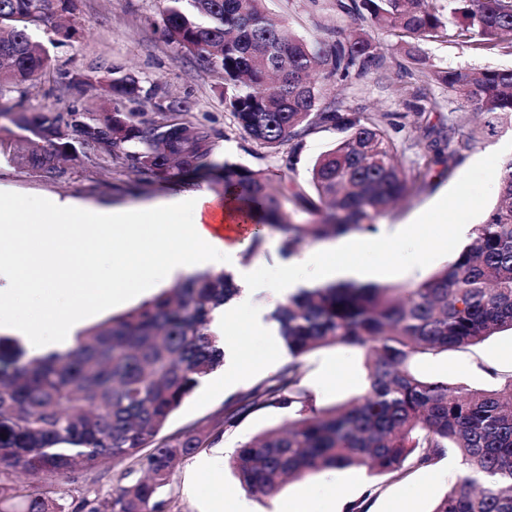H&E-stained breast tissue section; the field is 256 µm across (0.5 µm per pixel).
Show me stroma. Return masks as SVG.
Segmentation results:
<instances>
[{"instance_id":"stroma-1","label":"stroma","mask_w":512,"mask_h":512,"mask_svg":"<svg viewBox=\"0 0 512 512\" xmlns=\"http://www.w3.org/2000/svg\"><path fill=\"white\" fill-rule=\"evenodd\" d=\"M166 5V0H81L73 19L81 30L79 38L65 39L50 26L34 30L32 37L48 48L61 68H70L75 62L86 67L106 63L134 74L142 86L158 84L172 95L188 98L192 116L208 121L222 133L215 149L217 159L263 172L276 182L306 185L314 160L335 143L337 131L317 130L304 140L294 156L285 147L276 154L260 149L237 128L225 108L221 74L208 63L181 58L164 38L162 14ZM270 6L296 34L328 44L337 34L369 29L361 16L340 11L336 0H271ZM373 36L382 46V66L367 70L355 66L345 76L317 71L314 80L322 93L321 105L333 102L344 112L403 116L404 127L398 134L405 147L402 164L427 155L432 146L447 150V109L428 110L419 118L407 113L408 103L413 102L419 90H427L439 99L447 98V91L434 84L428 73L401 69L404 57L395 38L380 30L374 31ZM422 48L429 64L440 68L463 66L481 71L512 65V56L476 51L451 32L423 43ZM504 142H512L510 126L492 135H480L451 176L432 170L423 192L409 196L380 219L379 228L383 231L406 227L420 232L419 237L408 240L392 261L381 263L380 282L406 285L427 278L446 264L449 251L461 245L460 238L450 234L449 221L481 223L497 201L503 158L499 146ZM0 188L31 204L48 196H59L104 208L150 203L182 190L175 183L134 187L132 175L118 168L79 167L66 181L48 182L13 163L7 150L0 152ZM282 262L278 236L268 235L264 252L249 261L255 271L256 291L248 299L234 302L237 317L227 331V339L239 357L248 362V374L228 384L223 372H215L173 415L166 435L192 427L210 429L221 420L227 399L274 376L287 364L288 353L280 339L260 336L250 323L252 308L271 310L268 291L278 285ZM415 369L425 377L464 381L475 387L494 386L492 371H512V333L502 332L478 346L420 361ZM301 384L314 391L318 405L323 407L362 392L366 372L360 350L338 345L313 352L304 360ZM287 417V411L280 409L251 414L213 447L179 461L163 493L166 512H204L201 489L209 481L198 471L196 462L205 458L219 459L224 495L245 499L250 512H293L298 499L305 494L310 497L311 512H326L329 498L354 499L371 487L376 494L369 512H395L403 502L410 504L411 512H430L434 502L462 475L457 457L451 455L433 466L411 472L400 481L373 478L362 470H341L326 495L311 494V487L318 482L314 476L286 483L269 496L247 493L237 486L227 465L232 448ZM125 471V465L105 463L91 470L72 472L57 482L56 501L63 512H79L85 501L99 512H111L115 489L128 482Z\"/></svg>"}]
</instances>
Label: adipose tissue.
Returning a JSON list of instances; mask_svg holds the SVG:
<instances>
[{"label": "adipose tissue", "mask_w": 512, "mask_h": 512, "mask_svg": "<svg viewBox=\"0 0 512 512\" xmlns=\"http://www.w3.org/2000/svg\"><path fill=\"white\" fill-rule=\"evenodd\" d=\"M190 215V224L169 223L170 215ZM244 209L234 198L217 202L209 194L175 195L122 209L83 206L70 199H45L37 213L10 202L0 190V335L21 338L37 353L62 350L81 328L93 304L137 297L158 284L221 264L237 270L239 244L224 240V228L243 224ZM112 249L126 255L120 276L100 275L90 258ZM357 246L337 240L288 262V272L272 296L331 282L375 280L376 266L356 261ZM241 286L250 277L238 272ZM80 286L84 303L58 311L65 288ZM38 299L39 319L16 317L19 297Z\"/></svg>", "instance_id": "obj_1"}]
</instances>
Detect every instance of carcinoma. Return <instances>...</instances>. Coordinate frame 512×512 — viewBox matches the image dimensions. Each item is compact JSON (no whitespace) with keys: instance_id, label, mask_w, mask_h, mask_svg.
Here are the masks:
<instances>
[{"instance_id":"cac0c4a2","label":"carcinoma","mask_w":512,"mask_h":512,"mask_svg":"<svg viewBox=\"0 0 512 512\" xmlns=\"http://www.w3.org/2000/svg\"><path fill=\"white\" fill-rule=\"evenodd\" d=\"M79 0H0V146L46 181L69 178L71 162L125 169L141 184L207 181L259 212L285 256L303 243L373 232L399 200L426 188L436 165L451 171L477 143L457 113L472 109L491 133L512 126V67L475 73L466 67L429 70L456 107L448 129L455 145L407 174L390 114L315 111L311 73L323 66L348 74L379 65L380 44L367 32L329 47L290 32L269 0H167L162 33L183 56L209 62L224 79V104L258 147L295 154L320 128L342 133L312 165L308 187L281 184L260 171L218 164L221 133L193 121L188 102L132 74L101 65L58 71L30 31L49 11L74 16ZM363 18L397 38L408 66L428 67L420 42L455 23L475 48L512 55V0H359ZM448 13H443V10ZM59 72L78 94L66 107L24 106L26 84ZM99 101L89 109L80 97ZM147 102L149 112L133 104ZM499 204L468 241L428 278L405 286L343 281L302 288L268 314L288 352L279 373L238 392L224 405L221 432L251 413L288 410V421L239 444L229 466L242 489L270 495L286 481L323 470L364 469L399 481L453 453L464 475L432 512H512V373L492 388L420 375L415 363L450 349L477 346L512 331V157L502 163ZM308 215L285 220L283 201ZM224 270L188 275L140 305L89 327L63 352L31 354L0 337V512H60L55 480L111 461L139 464L147 475L119 487L114 512H165L162 493L175 462L210 446L212 432L163 435L172 416L224 366L213 313L240 296ZM361 350L367 385L350 401L320 408L300 384L303 359L322 348ZM149 448L151 452L143 454Z\"/></svg>"}]
</instances>
